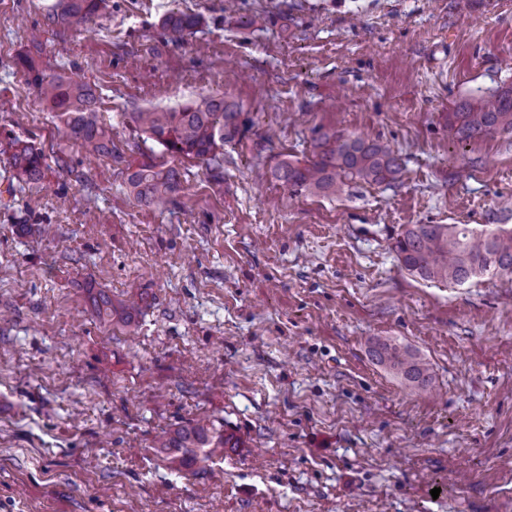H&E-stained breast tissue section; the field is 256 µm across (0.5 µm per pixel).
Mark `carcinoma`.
Segmentation results:
<instances>
[{"mask_svg":"<svg viewBox=\"0 0 512 512\" xmlns=\"http://www.w3.org/2000/svg\"><path fill=\"white\" fill-rule=\"evenodd\" d=\"M107 0H58L53 18L67 28L88 32ZM198 14L169 12L159 26L178 42L193 35L201 25ZM29 78L40 103L55 114L62 137L79 145L89 155L109 157L117 163L122 156L112 148V128L99 119V96L84 82L63 76L47 78L35 68ZM240 107L222 95L207 94L178 109L146 108L128 113L134 129L161 145L165 151L194 158L222 177L224 142L232 140L245 125ZM448 130L459 142L484 139L499 132L512 133V87H502L489 95L464 100L448 113ZM9 163L18 184L39 185L49 165L46 151L33 140L5 135ZM313 158L305 165L279 162L272 175L295 190L338 194L351 182L382 184L397 179L402 170L400 156L380 141L344 137L335 132H316ZM130 192L142 205L166 210L178 204L180 172L150 161L127 166ZM402 267L423 280L463 285L477 277L512 275V228L477 229L468 224H414L393 244ZM95 316L106 323L134 324L140 302H112L99 291L90 297ZM376 363L406 386L424 391L430 385V364L416 351L394 338L369 341ZM155 447L172 469L196 465L205 470L224 455V449L237 447V440L224 434L215 422L189 421L160 439Z\"/></svg>","mask_w":512,"mask_h":512,"instance_id":"obj_1","label":"carcinoma"}]
</instances>
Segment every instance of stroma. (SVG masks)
<instances>
[{
    "instance_id": "stroma-1",
    "label": "stroma",
    "mask_w": 512,
    "mask_h": 512,
    "mask_svg": "<svg viewBox=\"0 0 512 512\" xmlns=\"http://www.w3.org/2000/svg\"><path fill=\"white\" fill-rule=\"evenodd\" d=\"M55 2L0 0V140L62 157L10 195L0 154V512H512V275L425 281L392 249L412 224L512 225V133L448 132L512 86V0H110L88 33ZM170 11L203 23L173 42ZM27 58L96 87L123 163L62 138ZM210 93L246 121L218 181L127 122ZM318 128L389 142L401 174L340 195L270 177ZM148 156L181 172L178 206L129 192ZM89 283L147 295L136 335L91 315ZM377 336L429 359L430 392L371 360ZM200 418L238 447L170 470L153 445Z\"/></svg>"
}]
</instances>
